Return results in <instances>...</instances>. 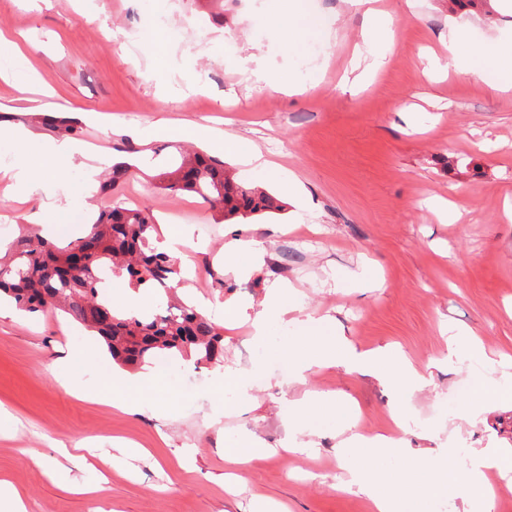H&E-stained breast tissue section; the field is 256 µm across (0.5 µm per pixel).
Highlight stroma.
<instances>
[{
    "label": "stroma",
    "instance_id": "1",
    "mask_svg": "<svg viewBox=\"0 0 512 512\" xmlns=\"http://www.w3.org/2000/svg\"><path fill=\"white\" fill-rule=\"evenodd\" d=\"M392 17L370 39L388 46L386 66L361 76L356 92L339 81L362 39V16L350 0H302L307 13L332 23L331 32L305 31L297 45L267 36L262 17L279 0H0V33L25 51L36 71L27 87L0 81V153L17 165L11 116L31 108L77 117L75 141L102 156L99 173L66 167L52 191L27 202L7 192L0 176V215L24 223L46 206L56 240L82 236L112 196L101 191L102 171L121 160L117 147H140L136 176L123 189L159 223L190 228L200 250L187 251L192 278L177 276L174 295L211 302L223 322L225 305L237 309L224 330V357L215 363L174 358L163 373L181 390L173 412L131 415L79 398L58 380L100 383L113 362L104 344L69 316L54 310L0 316V479L20 493L27 512H372L368 500L342 489L336 452L344 421L329 418L298 433L292 448L284 424L288 401L333 393L367 435H392L390 414L404 402L406 438L424 454L457 438V467L470 466L471 448L512 452V408L499 407L474 423L438 413L467 385L494 369L512 379V91L430 71L450 24L466 29L467 46L512 38V0H492L490 14L456 12L453 0H380ZM223 23H216V13ZM169 32L170 81L149 74L153 59L139 35ZM259 70L304 84L301 94L260 87L247 76ZM189 97H182L186 87ZM202 123L245 136L278 168L262 187L282 194L280 174L298 175L305 209L286 204L265 217L225 220L220 210L157 187L162 157L185 144L178 131ZM151 129L148 137L138 128ZM442 196L462 216L440 219L431 206ZM251 235L267 247L251 276L225 274L220 258L233 237ZM315 236L317 246H300ZM377 278L372 288H339L337 278ZM298 286L295 322L276 326L254 343L250 323L273 283ZM331 315L358 350L404 352L429 383L399 395L387 382L341 366L314 368L294 383L277 345L304 336L308 317ZM482 341L449 349L446 329ZM253 343L261 384L249 399L227 392L215 410L209 387L225 367L244 369L240 347ZM66 357L53 367L56 357ZM249 438L268 447L244 466L224 459L225 444ZM41 464H34V457ZM106 479L103 495L83 494Z\"/></svg>",
    "mask_w": 512,
    "mask_h": 512
}]
</instances>
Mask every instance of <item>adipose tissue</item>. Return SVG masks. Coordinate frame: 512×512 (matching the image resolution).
I'll return each instance as SVG.
<instances>
[{"label":"adipose tissue","mask_w":512,"mask_h":512,"mask_svg":"<svg viewBox=\"0 0 512 512\" xmlns=\"http://www.w3.org/2000/svg\"><path fill=\"white\" fill-rule=\"evenodd\" d=\"M463 39L459 26L448 29V65L462 76L506 90L512 88V42H498L474 48V60L463 59L458 47ZM186 137L214 145L220 151L234 154L245 171L268 175L272 163L255 153L240 137H214L207 128L186 130ZM13 139L23 145L25 154L12 174V190L16 197L29 196L36 188L47 187L57 168L75 164L88 166L92 154L82 145L41 140L25 127L14 128ZM265 247L254 239H233L224 245V270L238 277L248 276L262 261ZM295 288L289 283L273 285L261 308L251 321L257 337H264L275 325L286 323L295 312ZM327 318L311 319L312 335L300 337L278 347L277 354L293 369L294 382H301L315 367L344 366L366 375L387 380L398 392L407 393L426 385L427 378L404 354L359 352L340 335L324 334ZM83 399L115 407L128 413L168 412L178 388L159 372L148 370L135 374L121 370L92 387H80ZM343 410L341 400L332 393L309 395L305 400L289 404L288 429L297 433L319 415H336ZM456 446L420 456L408 443L394 436H368L351 431L338 454L348 474L350 485L356 486L372 504V512H423L424 505L436 497L459 498L468 505L467 512H491L492 501L474 478L482 470L502 467L508 460L492 455L489 450H472L469 470L452 466ZM386 454L398 461V474L391 477L373 469L367 456Z\"/></svg>","instance_id":"adipose-tissue-1"}]
</instances>
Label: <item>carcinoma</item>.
I'll return each instance as SVG.
<instances>
[{
	"mask_svg": "<svg viewBox=\"0 0 512 512\" xmlns=\"http://www.w3.org/2000/svg\"><path fill=\"white\" fill-rule=\"evenodd\" d=\"M41 123L60 136L80 133L78 119L43 114ZM133 165H112L106 189L112 206L99 212L88 233L64 246L49 242L25 224L0 256V296L31 312L55 309L71 315L103 339L112 359L124 365L150 363L159 356H195L210 362L224 354V328L194 308L168 299L165 312L119 318L102 296L103 278L120 271L129 284L166 288L173 259L150 246L157 231L152 211L120 201ZM162 189L172 195L190 193L224 212V219L248 218L283 210L266 190L240 182L224 161L201 151L180 154L172 171L163 173Z\"/></svg>",
	"mask_w": 512,
	"mask_h": 512,
	"instance_id": "carcinoma-1",
	"label": "carcinoma"
}]
</instances>
